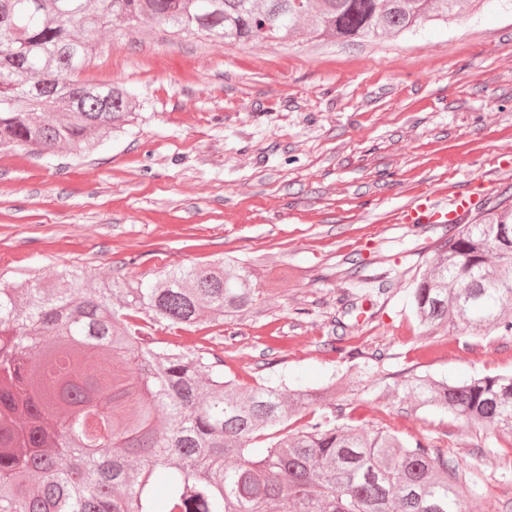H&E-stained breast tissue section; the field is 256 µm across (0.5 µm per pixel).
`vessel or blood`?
<instances>
[{
  "label": "vessel or blood",
  "mask_w": 512,
  "mask_h": 512,
  "mask_svg": "<svg viewBox=\"0 0 512 512\" xmlns=\"http://www.w3.org/2000/svg\"><path fill=\"white\" fill-rule=\"evenodd\" d=\"M492 190L487 181L475 182L467 191H449L447 201L441 202L431 194L416 195L411 205L399 216L403 224H455L462 214L475 207Z\"/></svg>",
  "instance_id": "1"
}]
</instances>
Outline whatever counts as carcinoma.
I'll use <instances>...</instances> for the list:
<instances>
[{
    "mask_svg": "<svg viewBox=\"0 0 512 512\" xmlns=\"http://www.w3.org/2000/svg\"><path fill=\"white\" fill-rule=\"evenodd\" d=\"M472 0H0V147H92L133 115L119 84L81 80L112 18L214 41L359 42L446 23ZM0 285V512H467L440 448L337 423L347 386L244 391L154 323L222 324L255 296L233 258L153 281ZM430 333L512 335V207L448 237L411 292ZM423 406L512 436V374L417 378ZM166 415L168 426H154ZM233 465H226L227 461Z\"/></svg>",
    "mask_w": 512,
    "mask_h": 512,
    "instance_id": "1",
    "label": "carcinoma"
}]
</instances>
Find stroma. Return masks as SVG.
Masks as SVG:
<instances>
[{
    "label": "stroma",
    "mask_w": 512,
    "mask_h": 512,
    "mask_svg": "<svg viewBox=\"0 0 512 512\" xmlns=\"http://www.w3.org/2000/svg\"><path fill=\"white\" fill-rule=\"evenodd\" d=\"M83 78L127 87L136 118L84 152L0 151V279L77 271L135 283L229 256L258 295L231 326L153 336L203 347L253 386L350 384L366 427L443 449L469 512H512V439L405 382L512 373V336L429 334L411 289L453 230L402 224L419 193L493 182L512 198V0L346 43L214 42L113 25Z\"/></svg>",
    "instance_id": "stroma-1"
}]
</instances>
